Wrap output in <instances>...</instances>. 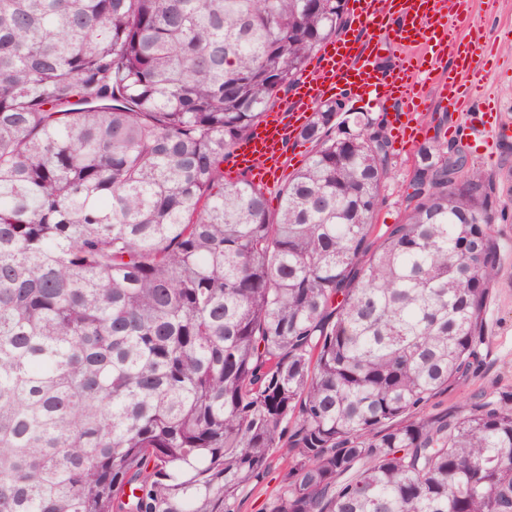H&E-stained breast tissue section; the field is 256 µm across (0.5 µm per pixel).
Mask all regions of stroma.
<instances>
[{
	"mask_svg": "<svg viewBox=\"0 0 512 512\" xmlns=\"http://www.w3.org/2000/svg\"><path fill=\"white\" fill-rule=\"evenodd\" d=\"M465 9L469 23L458 28V36H466L474 27L493 47L487 64L489 75L482 88V95L492 108V122L512 126V0H496L491 6L485 0H468ZM415 119L421 130L415 142L391 147L389 174L377 217L381 228L397 223L405 213L417 147L438 138L441 128L465 123L467 117L443 111L435 103L416 113ZM456 144L472 165L483 169L493 180V234L499 246L500 264L486 307V343L481 350V365L470 378L449 385L433 398L432 404L438 409L457 407L478 397L494 400L502 391L512 390V141H496L494 134L489 133L480 140L463 137ZM287 471V460L274 459L266 478L241 493L239 512H269Z\"/></svg>",
	"mask_w": 512,
	"mask_h": 512,
	"instance_id": "stroma-1",
	"label": "stroma"
}]
</instances>
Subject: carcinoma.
Returning <instances> with one entry per match:
<instances>
[{
    "mask_svg": "<svg viewBox=\"0 0 512 512\" xmlns=\"http://www.w3.org/2000/svg\"><path fill=\"white\" fill-rule=\"evenodd\" d=\"M347 0H0V512H512V391L478 370L493 181L417 149L374 235L383 121L317 103L280 189L235 146ZM288 472V459L276 457L266 478L252 484L241 493L239 512H269L270 504L284 484Z\"/></svg>",
    "mask_w": 512,
    "mask_h": 512,
    "instance_id": "obj_1",
    "label": "carcinoma"
}]
</instances>
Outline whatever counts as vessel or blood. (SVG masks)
<instances>
[{
    "mask_svg": "<svg viewBox=\"0 0 512 512\" xmlns=\"http://www.w3.org/2000/svg\"><path fill=\"white\" fill-rule=\"evenodd\" d=\"M350 10L357 28L327 42L311 74L294 88L291 101L269 110L234 148V173L258 184L283 173L295 158L292 147L311 106L341 91H384L399 102L392 123L403 128L411 126L415 112L427 107L433 87L447 111L468 109L486 77L483 47L476 38L457 39L444 0H350ZM374 35L390 36L399 54L395 68H380L370 46ZM448 54L453 62L442 66Z\"/></svg>",
    "mask_w": 512,
    "mask_h": 512,
    "instance_id": "b4317fda",
    "label": "vessel or blood"
}]
</instances>
